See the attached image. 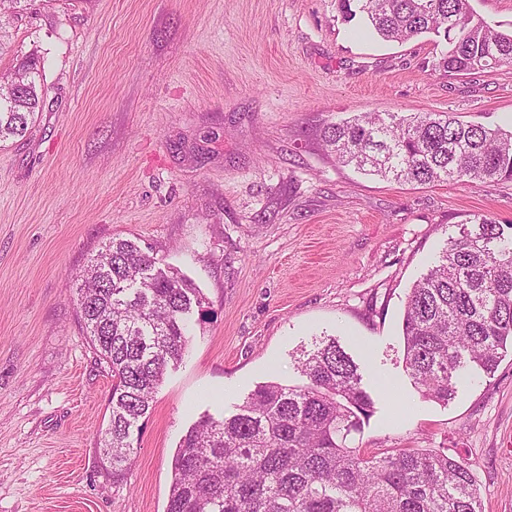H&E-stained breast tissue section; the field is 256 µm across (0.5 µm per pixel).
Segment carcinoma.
I'll return each instance as SVG.
<instances>
[{
	"label": "carcinoma",
	"instance_id": "carcinoma-1",
	"mask_svg": "<svg viewBox=\"0 0 512 512\" xmlns=\"http://www.w3.org/2000/svg\"><path fill=\"white\" fill-rule=\"evenodd\" d=\"M22 0H0L6 20ZM384 41L433 36L432 69L476 75L512 65V32L476 15L470 0H337ZM38 49L3 77L23 92L0 95V142L23 135L46 104ZM336 160L404 184L512 181V130L468 124L451 112L363 113L327 127ZM203 294L157 266L133 241L106 244L81 275L77 306L86 336L112 373L102 433L112 481L121 479L167 369L182 361ZM404 359L421 395L448 403L463 364L490 375L512 346V224L481 217L447 243L411 288L402 318ZM303 383L266 382L221 419L181 438L166 512H482L471 469L445 448L365 453L347 437L373 402L359 367L336 339L297 361Z\"/></svg>",
	"mask_w": 512,
	"mask_h": 512
}]
</instances>
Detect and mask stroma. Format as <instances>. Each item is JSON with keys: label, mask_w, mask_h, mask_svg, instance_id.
<instances>
[{"label": "stroma", "mask_w": 512, "mask_h": 512, "mask_svg": "<svg viewBox=\"0 0 512 512\" xmlns=\"http://www.w3.org/2000/svg\"><path fill=\"white\" fill-rule=\"evenodd\" d=\"M46 105L0 144V512H165L174 451L202 416L333 337L374 412L353 446L445 448L484 512H512V352L460 371L448 405L408 376L406 296L476 217L512 224V182L400 185L337 164L325 127L452 112L512 129V65L432 68L428 38L356 35L335 0H28ZM115 238L191 279L205 304L122 483L100 451L112 376L74 277Z\"/></svg>", "instance_id": "stroma-1"}]
</instances>
